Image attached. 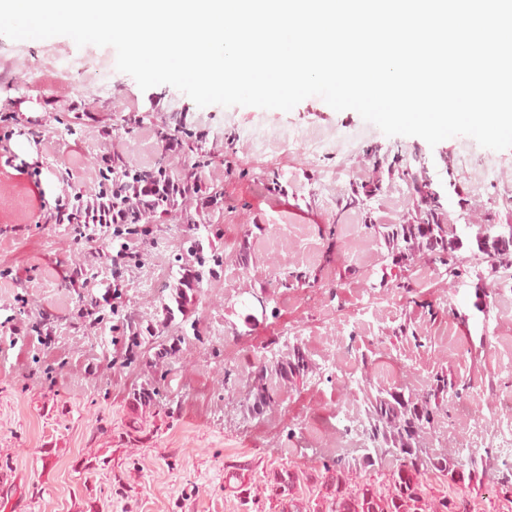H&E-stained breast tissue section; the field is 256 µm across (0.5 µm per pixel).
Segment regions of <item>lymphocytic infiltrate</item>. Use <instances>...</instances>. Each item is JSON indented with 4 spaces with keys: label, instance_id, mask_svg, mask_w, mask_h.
Instances as JSON below:
<instances>
[{
    "label": "lymphocytic infiltrate",
    "instance_id": "f902f5d3",
    "mask_svg": "<svg viewBox=\"0 0 512 512\" xmlns=\"http://www.w3.org/2000/svg\"><path fill=\"white\" fill-rule=\"evenodd\" d=\"M100 186L79 191L74 204H60L55 223L75 225L78 237L94 242L101 230L136 224L142 236L152 233L154 224L178 208H209L215 201L203 187L200 176L173 175L127 165L119 137L106 136L99 147Z\"/></svg>",
    "mask_w": 512,
    "mask_h": 512
}]
</instances>
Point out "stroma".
Listing matches in <instances>:
<instances>
[{"label": "stroma", "mask_w": 512, "mask_h": 512, "mask_svg": "<svg viewBox=\"0 0 512 512\" xmlns=\"http://www.w3.org/2000/svg\"><path fill=\"white\" fill-rule=\"evenodd\" d=\"M46 47L0 36V323L23 329L0 330V504L272 512L268 484L283 466L362 455L370 391L421 392L439 373L468 388L431 449L480 443V417L512 425V275L473 263L454 281L424 256L395 264L372 227L413 208L398 172L381 170V192L339 207L376 175L371 153L422 155L472 256L476 225L512 224V149L389 137L317 96L288 112L201 108L114 68L90 95L78 74L57 76ZM107 130L136 166L161 162L158 133L176 135L179 171L220 200L172 211L146 238L120 227L78 240L52 215L95 183ZM284 130L321 145L289 147ZM21 139L30 156L16 152ZM122 247L124 288L106 305ZM187 267L199 279L180 306L171 285ZM291 272L304 279L284 287ZM296 345L313 373L273 382V407L244 414L252 373ZM143 387L150 403L136 398Z\"/></svg>", "instance_id": "35a3bbf8"}]
</instances>
